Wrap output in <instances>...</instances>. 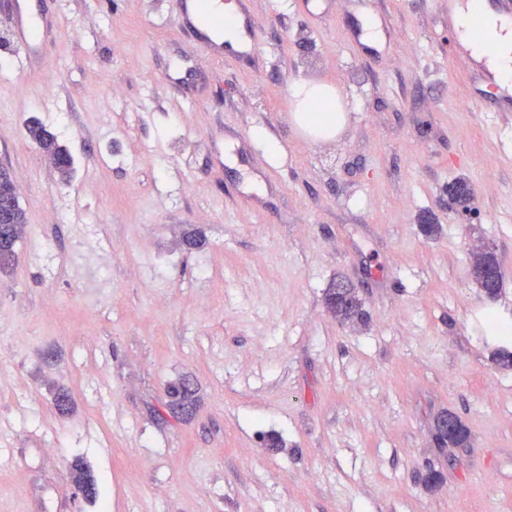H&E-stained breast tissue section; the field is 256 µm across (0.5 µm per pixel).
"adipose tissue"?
<instances>
[{"mask_svg":"<svg viewBox=\"0 0 512 512\" xmlns=\"http://www.w3.org/2000/svg\"><path fill=\"white\" fill-rule=\"evenodd\" d=\"M459 36L469 42L474 55L485 62L496 76L512 78V23L484 4L483 0H469L463 16ZM329 87L299 83L293 89L294 120L297 126L316 138H328L342 126L343 115L320 117L310 112L315 101L331 98Z\"/></svg>","mask_w":512,"mask_h":512,"instance_id":"ef3b65f1","label":"adipose tissue"}]
</instances>
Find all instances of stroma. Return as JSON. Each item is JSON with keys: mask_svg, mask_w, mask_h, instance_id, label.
<instances>
[{"mask_svg": "<svg viewBox=\"0 0 512 512\" xmlns=\"http://www.w3.org/2000/svg\"><path fill=\"white\" fill-rule=\"evenodd\" d=\"M467 2L253 0L254 67L200 50L178 0H35L55 28L24 77L0 8L26 213L0 274V512H512V367L484 325H512V86L452 51ZM300 82L335 89V137L296 127ZM339 277L361 317L329 306ZM447 410L466 450L433 444ZM28 138L36 143L46 154L52 166L64 176L70 175L72 171L73 159L66 148L59 145L56 137L48 131L42 123L37 120H31L26 127ZM53 161L59 165L54 166Z\"/></svg>", "mask_w": 512, "mask_h": 512, "instance_id": "35a3bbf8", "label": "stroma"}]
</instances>
